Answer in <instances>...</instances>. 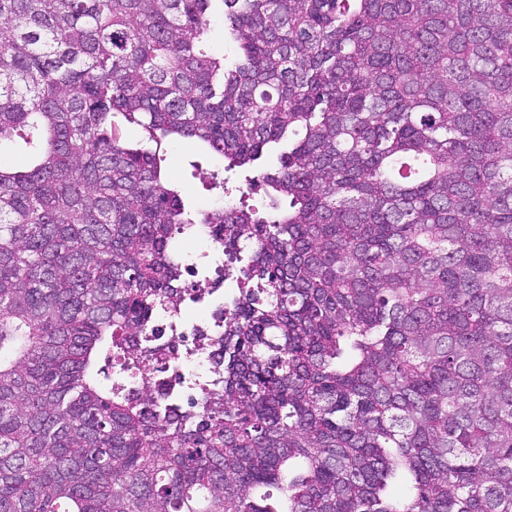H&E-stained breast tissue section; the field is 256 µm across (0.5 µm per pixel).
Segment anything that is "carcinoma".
<instances>
[{"instance_id": "1", "label": "carcinoma", "mask_w": 512, "mask_h": 512, "mask_svg": "<svg viewBox=\"0 0 512 512\" xmlns=\"http://www.w3.org/2000/svg\"><path fill=\"white\" fill-rule=\"evenodd\" d=\"M2 142L0 512H512V0H0ZM192 224L238 288L171 407ZM211 52L215 55H223L232 60L235 55L233 46L224 38V21L221 15H214L211 18V31L208 38ZM221 166L217 158L206 153L192 140H181L168 146L166 173L172 181L183 187L186 206L194 212L216 203V191H206L203 182L213 170Z\"/></svg>"}]
</instances>
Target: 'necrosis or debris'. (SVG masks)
Here are the masks:
<instances>
[{
  "label": "necrosis or debris",
  "instance_id": "1",
  "mask_svg": "<svg viewBox=\"0 0 512 512\" xmlns=\"http://www.w3.org/2000/svg\"><path fill=\"white\" fill-rule=\"evenodd\" d=\"M192 248L184 255V274L192 290L185 303L187 313L181 315L168 330L182 344V353L167 366L173 380L172 400L186 401L210 381L213 364L208 353L195 346L200 332L219 336L224 331V306L233 299L232 289L218 284L224 267V252L215 243L212 228L207 224L192 225L189 232Z\"/></svg>",
  "mask_w": 512,
  "mask_h": 512
}]
</instances>
